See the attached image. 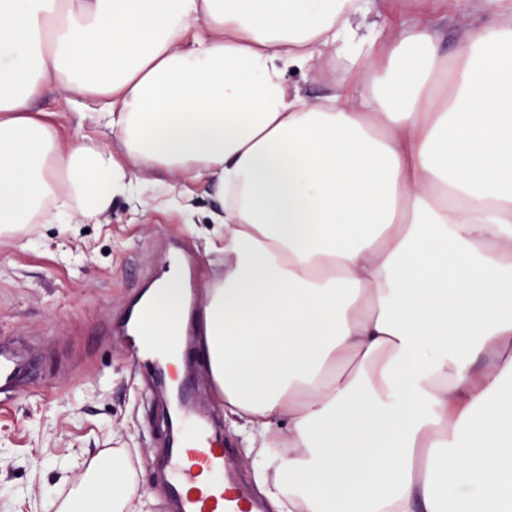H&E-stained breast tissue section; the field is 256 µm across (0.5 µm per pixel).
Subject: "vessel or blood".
I'll list each match as a JSON object with an SVG mask.
<instances>
[{
  "instance_id": "obj_1",
  "label": "vessel or blood",
  "mask_w": 512,
  "mask_h": 512,
  "mask_svg": "<svg viewBox=\"0 0 512 512\" xmlns=\"http://www.w3.org/2000/svg\"><path fill=\"white\" fill-rule=\"evenodd\" d=\"M145 321L141 314L126 325L131 361L135 367L156 376H168L176 354L146 336ZM43 385L38 376L21 381L16 360L5 353L0 355V403H12L19 390L34 391ZM212 428L208 418L186 416L184 435L163 451L162 464L170 475L167 490L174 512H262L247 483L226 470L224 450Z\"/></svg>"
}]
</instances>
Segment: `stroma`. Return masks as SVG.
<instances>
[{
    "mask_svg": "<svg viewBox=\"0 0 512 512\" xmlns=\"http://www.w3.org/2000/svg\"><path fill=\"white\" fill-rule=\"evenodd\" d=\"M473 0H437L433 23L445 52H454L463 28L485 22ZM72 94L56 89L35 103L52 113L65 145L96 136L107 150L117 141L106 127L80 121ZM181 197L160 204L164 186L147 184L139 198L113 200L98 223L71 214L62 224H27L0 237V337L41 360L46 386L0 406V512H58L64 500L102 465L135 456L137 479L147 494L142 512H169L155 450L172 411L153 380L135 374L123 334L114 326L142 288L159 278L163 259L179 247L196 295L224 270L206 249L213 216L222 204L204 181L179 182ZM193 402L221 415L224 404L211 389L197 352H184ZM216 435L229 448V468L253 482L256 452L230 423Z\"/></svg>",
    "mask_w": 512,
    "mask_h": 512,
    "instance_id": "35a3bbf8",
    "label": "stroma"
}]
</instances>
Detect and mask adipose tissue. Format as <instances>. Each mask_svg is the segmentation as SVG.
Instances as JSON below:
<instances>
[{"label":"adipose tissue","mask_w":512,"mask_h":512,"mask_svg":"<svg viewBox=\"0 0 512 512\" xmlns=\"http://www.w3.org/2000/svg\"><path fill=\"white\" fill-rule=\"evenodd\" d=\"M478 7L450 59L402 0H0V233L216 185L200 348L270 512H512V5ZM57 87L115 151L62 146ZM143 496L114 466L62 512ZM304 93L309 98H318L331 93L333 77L328 73V67L322 63L308 75L306 81L301 83Z\"/></svg>","instance_id":"ef3b65f1"}]
</instances>
